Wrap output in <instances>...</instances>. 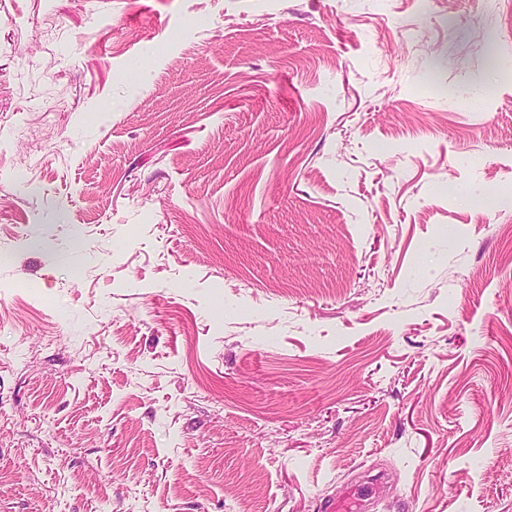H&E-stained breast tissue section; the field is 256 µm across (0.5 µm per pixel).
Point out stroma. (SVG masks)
Segmentation results:
<instances>
[{
  "label": "stroma",
  "mask_w": 512,
  "mask_h": 512,
  "mask_svg": "<svg viewBox=\"0 0 512 512\" xmlns=\"http://www.w3.org/2000/svg\"><path fill=\"white\" fill-rule=\"evenodd\" d=\"M381 470L512 512V0H0V512Z\"/></svg>",
  "instance_id": "obj_1"
}]
</instances>
